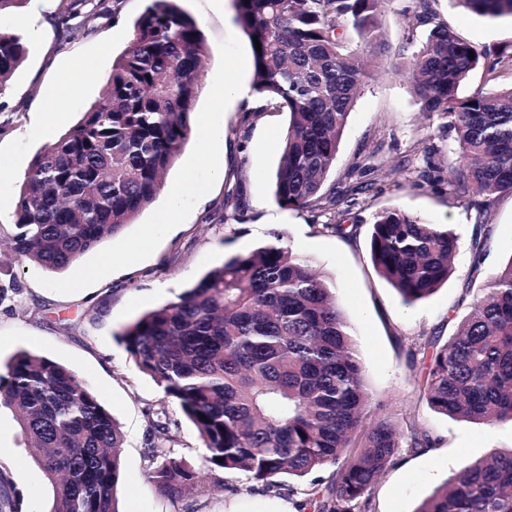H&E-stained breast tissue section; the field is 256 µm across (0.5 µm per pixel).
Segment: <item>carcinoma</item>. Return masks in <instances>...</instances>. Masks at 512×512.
Wrapping results in <instances>:
<instances>
[{"label":"carcinoma","instance_id":"1","mask_svg":"<svg viewBox=\"0 0 512 512\" xmlns=\"http://www.w3.org/2000/svg\"><path fill=\"white\" fill-rule=\"evenodd\" d=\"M180 0H146L129 47L112 63L100 97L25 172L11 249L61 272L120 234L153 203L191 136L208 56L197 21ZM436 0H405L403 56L384 71L408 79L420 111L454 133L443 168L412 171L475 210L472 277L490 228L483 219L512 192V87L458 94L470 75L512 71V54L479 50L440 20ZM490 21L512 20V0H455ZM251 48L253 90L288 113L274 199L284 209L345 214L374 184L325 189L361 88L381 74L380 0H234ZM97 0H67L63 19L90 20ZM474 58H469V53ZM28 46L0 31V94ZM432 136L409 152L429 160ZM459 237L398 206L372 214L369 252L378 273L412 306L448 281ZM137 368L177 402L196 427L213 469L243 472L268 489L283 477L312 481L317 512H369L370 496L397 449L433 447L429 432L404 431L374 413L350 328L313 260L270 240L232 255L176 299L146 311L119 335ZM430 357L423 397L436 413L473 423L512 422V260L485 281L448 340L429 337L411 352ZM0 373V408L15 413L42 477L55 489L52 512H118L115 491L124 435L76 372L20 352ZM166 422H153L149 478L158 494L182 498L196 470L166 450ZM416 512H512V450L464 466Z\"/></svg>","mask_w":512,"mask_h":512}]
</instances>
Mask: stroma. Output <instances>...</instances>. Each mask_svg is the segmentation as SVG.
Wrapping results in <instances>:
<instances>
[{"label":"stroma","instance_id":"35a3bbf8","mask_svg":"<svg viewBox=\"0 0 512 512\" xmlns=\"http://www.w3.org/2000/svg\"><path fill=\"white\" fill-rule=\"evenodd\" d=\"M61 0H42L0 12V30L20 35L29 52L0 94V243L14 230L19 186L33 157L74 126L101 94L113 60L129 46L144 0H106L107 10L83 23L61 21ZM199 23L208 57L200 72L202 91L191 114L192 136L169 170L155 201L134 224L59 273L0 252V364L20 351L40 354L74 369L111 412L124 434L120 512H314L305 506L310 478L283 479L268 492L239 472L214 471L205 461L199 435L171 399L140 372L118 340L144 312L196 283L228 256L251 250L271 230L283 232L293 250L316 260L335 294L364 365L377 412H389L402 428L426 429L434 448H401L395 464L376 484L371 512H416L419 505L469 462L512 448V425H479L435 413L420 394L424 362L408 352L433 335L450 336V313L466 314L463 301L472 265L473 227L463 206L426 188L398 186L396 165L412 169L424 160L409 154L426 135L423 118L406 80L381 75L365 85L342 137L329 186H348L355 163L371 166L378 188L359 195L344 224L359 233L345 240L321 229L313 213L287 210L273 198L272 178L288 125L284 112L267 110L242 122V107L225 97L229 81L252 82L247 37L234 21V0H182ZM449 27L478 49L512 47V23H490L437 0ZM181 188L175 231L158 219L170 210V192ZM207 203L198 206L197 192ZM237 209L224 214L225 195ZM399 206L435 224L455 225L459 248L454 272L433 296L413 306L373 268L369 258L371 216ZM483 277L512 259V195L496 200ZM118 261L104 278L91 271L106 256ZM165 409L172 455L191 463L199 488L177 502L157 495L148 481L152 413ZM10 496L20 512H51L53 488L35 466L14 414L0 410V497Z\"/></svg>","mask_w":512,"mask_h":512}]
</instances>
